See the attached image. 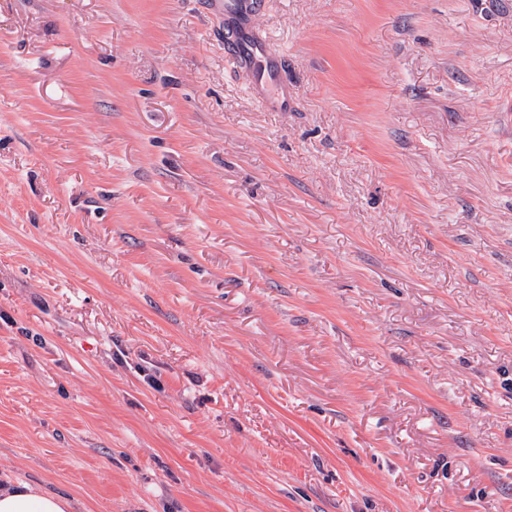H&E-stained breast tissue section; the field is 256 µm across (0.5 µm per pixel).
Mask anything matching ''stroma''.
I'll return each mask as SVG.
<instances>
[{
  "mask_svg": "<svg viewBox=\"0 0 512 512\" xmlns=\"http://www.w3.org/2000/svg\"><path fill=\"white\" fill-rule=\"evenodd\" d=\"M0 0V476L71 512H512V0ZM213 1L216 12H223L227 16L236 17L239 21L241 30L233 33L228 55L233 64L250 69L252 88L259 94V90L265 84V71L267 69L257 65V61L259 57L265 56L266 46L262 41L252 39L248 31L244 33L245 23L241 17L242 0Z\"/></svg>",
  "mask_w": 512,
  "mask_h": 512,
  "instance_id": "stroma-1",
  "label": "stroma"
}]
</instances>
